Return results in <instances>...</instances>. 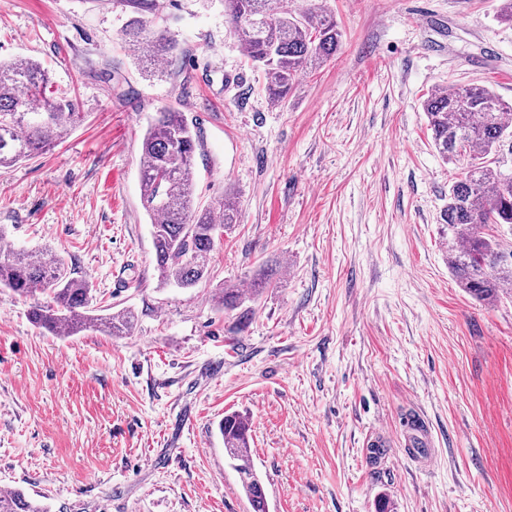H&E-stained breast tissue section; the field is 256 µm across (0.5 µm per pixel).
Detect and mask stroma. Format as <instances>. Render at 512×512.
Returning a JSON list of instances; mask_svg holds the SVG:
<instances>
[{"mask_svg": "<svg viewBox=\"0 0 512 512\" xmlns=\"http://www.w3.org/2000/svg\"><path fill=\"white\" fill-rule=\"evenodd\" d=\"M159 3L147 28L177 51L154 67L119 0H0V57L40 63L80 112L0 168V225L135 317L128 336H54L0 289V488L48 512H252L216 430L236 412L269 512H512V288L479 302L449 271L456 167L422 110L448 84L512 103L499 0H327L342 47L279 105L224 0ZM164 107L199 138L198 202L240 207L192 288L161 284L140 193ZM266 268L277 285L236 331L212 296Z\"/></svg>", "mask_w": 512, "mask_h": 512, "instance_id": "35a3bbf8", "label": "stroma"}]
</instances>
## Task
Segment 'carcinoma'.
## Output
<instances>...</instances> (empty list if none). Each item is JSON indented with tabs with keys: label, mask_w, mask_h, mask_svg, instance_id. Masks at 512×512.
<instances>
[{
	"label": "carcinoma",
	"mask_w": 512,
	"mask_h": 512,
	"mask_svg": "<svg viewBox=\"0 0 512 512\" xmlns=\"http://www.w3.org/2000/svg\"><path fill=\"white\" fill-rule=\"evenodd\" d=\"M287 0H224L233 34L249 59L263 68L268 96L282 102L300 74L317 68L340 49L342 32L335 16L319 3L304 10ZM156 65L170 60L176 44L159 33L147 43ZM434 146L457 164L448 184L442 221L448 225V268L459 287L480 299H493L512 284V251L485 232L491 224H512V172L504 169V147L512 143L505 115L512 103L486 86L453 84L430 94L422 104ZM77 117L67 94L48 90V74L31 59L0 61V167L11 166L50 148ZM197 135L172 107L156 114L141 142L140 191L151 219L155 268L163 284L192 288L208 277L211 252L224 233L238 224L239 205L227 194L198 209L195 153ZM263 274L249 290L223 288L216 296L224 314H235V328L245 326L252 308L245 303L272 284ZM0 288L21 298L45 296L30 306L29 318L49 333L74 336L102 325L111 336L129 334L134 316L121 311L95 314L87 281L74 276L65 259L52 250L40 255L15 248L0 250ZM224 455L238 473L252 512H269L260 476L250 459V425L239 413L217 425ZM0 512H45L19 490L0 494Z\"/></svg>",
	"instance_id": "obj_1"
}]
</instances>
